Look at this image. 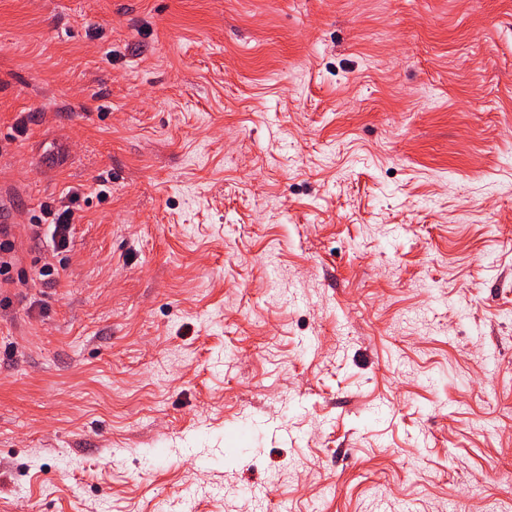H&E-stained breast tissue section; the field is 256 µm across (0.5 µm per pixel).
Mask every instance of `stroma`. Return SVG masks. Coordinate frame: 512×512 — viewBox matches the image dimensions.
Masks as SVG:
<instances>
[{
	"instance_id": "1",
	"label": "stroma",
	"mask_w": 512,
	"mask_h": 512,
	"mask_svg": "<svg viewBox=\"0 0 512 512\" xmlns=\"http://www.w3.org/2000/svg\"><path fill=\"white\" fill-rule=\"evenodd\" d=\"M0 193V512H512V0H0ZM76 200V196L66 194L61 196L57 200L56 205H52L55 203H46L42 208V214L45 218V223L49 217L51 220L48 224H32L30 226L35 227L32 230L35 231L36 234H39V230L43 228L45 230V234H47L50 238V242L52 244L53 250L57 251V253H62L68 251L72 233V224L74 223L75 218V208L73 204Z\"/></svg>"
}]
</instances>
